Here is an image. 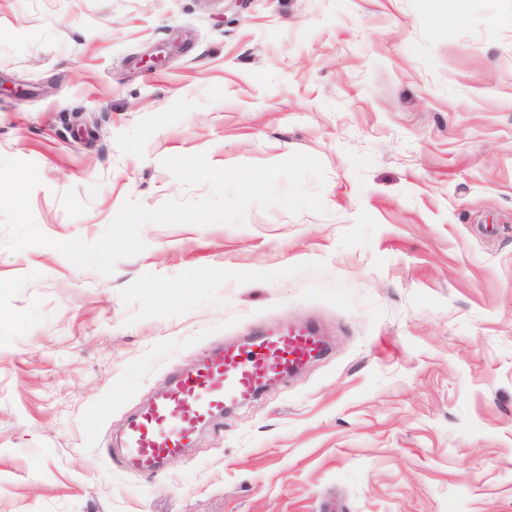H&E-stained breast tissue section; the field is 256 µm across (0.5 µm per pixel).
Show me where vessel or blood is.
Returning a JSON list of instances; mask_svg holds the SVG:
<instances>
[{
	"label": "vessel or blood",
	"mask_w": 512,
	"mask_h": 512,
	"mask_svg": "<svg viewBox=\"0 0 512 512\" xmlns=\"http://www.w3.org/2000/svg\"><path fill=\"white\" fill-rule=\"evenodd\" d=\"M321 350L313 331L288 329L258 336L244 347L230 346L179 374L169 388L127 426L124 459L151 470L180 457L199 429Z\"/></svg>",
	"instance_id": "1"
}]
</instances>
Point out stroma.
I'll return each mask as SVG.
<instances>
[{
    "label": "stroma",
    "instance_id": "35a3bbf8",
    "mask_svg": "<svg viewBox=\"0 0 512 512\" xmlns=\"http://www.w3.org/2000/svg\"><path fill=\"white\" fill-rule=\"evenodd\" d=\"M0 84L56 241L207 194L166 157L326 175L325 213L149 224L108 276L0 245V512H512V0H0ZM293 326L325 352L124 462L170 376Z\"/></svg>",
    "mask_w": 512,
    "mask_h": 512
}]
</instances>
